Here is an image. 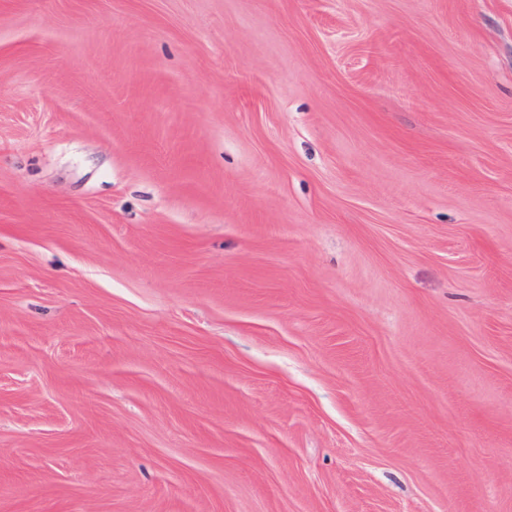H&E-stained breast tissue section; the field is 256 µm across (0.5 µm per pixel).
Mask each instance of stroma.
<instances>
[{
  "instance_id": "stroma-1",
  "label": "stroma",
  "mask_w": 512,
  "mask_h": 512,
  "mask_svg": "<svg viewBox=\"0 0 512 512\" xmlns=\"http://www.w3.org/2000/svg\"><path fill=\"white\" fill-rule=\"evenodd\" d=\"M0 512H512V0H0Z\"/></svg>"
}]
</instances>
